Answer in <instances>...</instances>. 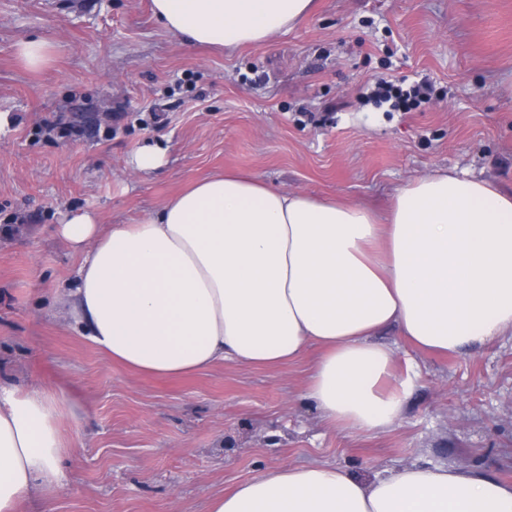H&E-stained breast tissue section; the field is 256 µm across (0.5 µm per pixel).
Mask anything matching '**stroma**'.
Returning <instances> with one entry per match:
<instances>
[{
    "instance_id": "1",
    "label": "stroma",
    "mask_w": 512,
    "mask_h": 512,
    "mask_svg": "<svg viewBox=\"0 0 512 512\" xmlns=\"http://www.w3.org/2000/svg\"><path fill=\"white\" fill-rule=\"evenodd\" d=\"M47 41L38 71L17 54ZM0 381L68 390L66 484L18 512H209L262 471L324 463L360 478L413 463L512 482V339L412 350L418 377L382 433L326 427L302 393L317 356L184 376L112 362L58 294L81 257L66 211L131 224L226 170L384 206L436 169L512 189V0H316L291 31L227 52L181 44L150 0H0ZM146 144L165 164L138 174ZM164 161L161 147L145 146L137 149L128 159L129 167L140 173H150L159 169Z\"/></svg>"
}]
</instances>
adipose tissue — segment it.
<instances>
[{
  "label": "adipose tissue",
  "instance_id": "adipose-tissue-1",
  "mask_svg": "<svg viewBox=\"0 0 512 512\" xmlns=\"http://www.w3.org/2000/svg\"><path fill=\"white\" fill-rule=\"evenodd\" d=\"M313 0H151L187 46L227 50L293 29ZM82 260L75 326L114 362L178 376L230 362L276 367L321 350L304 396L331 427L394 426L414 386L385 388L396 331L417 351L458 355L512 337V192L454 171L395 190L386 215L227 172L197 181L136 224L68 212ZM76 404L0 384V512L65 484L60 430ZM210 512H512V485L482 469L411 464L361 480L287 464L215 497Z\"/></svg>",
  "mask_w": 512,
  "mask_h": 512
}]
</instances>
